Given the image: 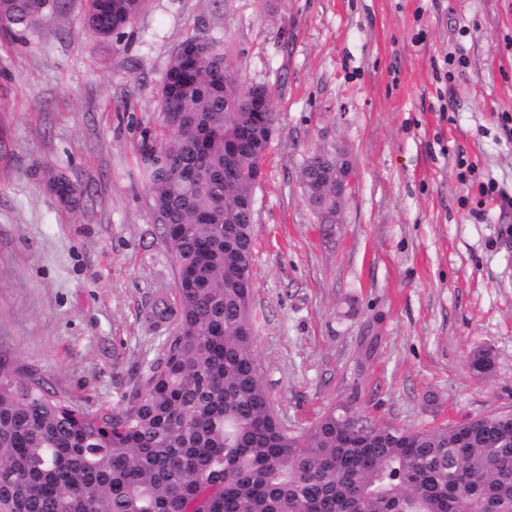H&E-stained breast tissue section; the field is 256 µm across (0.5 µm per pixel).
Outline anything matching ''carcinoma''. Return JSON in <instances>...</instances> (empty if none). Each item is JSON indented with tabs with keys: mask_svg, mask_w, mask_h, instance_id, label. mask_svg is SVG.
Wrapping results in <instances>:
<instances>
[{
	"mask_svg": "<svg viewBox=\"0 0 512 512\" xmlns=\"http://www.w3.org/2000/svg\"><path fill=\"white\" fill-rule=\"evenodd\" d=\"M147 0H85L106 40ZM67 0H0V26ZM196 44L193 63L183 47ZM137 147L153 222L176 268L178 322L135 390L81 407L0 355V512H512V408L408 429L371 420L353 390L309 427L278 418L251 316L256 190L275 131L265 85L242 86L219 40L185 38ZM341 146L300 163L320 224L336 223ZM53 189L74 204L70 183ZM470 368L486 374L489 353Z\"/></svg>",
	"mask_w": 512,
	"mask_h": 512,
	"instance_id": "carcinoma-1",
	"label": "carcinoma"
}]
</instances>
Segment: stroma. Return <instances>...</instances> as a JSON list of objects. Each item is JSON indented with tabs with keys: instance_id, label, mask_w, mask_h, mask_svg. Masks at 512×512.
<instances>
[{
	"instance_id": "35a3bbf8",
	"label": "stroma",
	"mask_w": 512,
	"mask_h": 512,
	"mask_svg": "<svg viewBox=\"0 0 512 512\" xmlns=\"http://www.w3.org/2000/svg\"><path fill=\"white\" fill-rule=\"evenodd\" d=\"M189 35L273 94L251 301L279 419L308 426L354 387L408 428L512 404V0H149L107 42L69 0L0 28V353L86 407L159 358L177 317L152 313L176 276L136 144ZM336 146L357 180L320 224L299 164ZM60 172L78 206L53 192ZM363 336L378 346L358 369Z\"/></svg>"
}]
</instances>
